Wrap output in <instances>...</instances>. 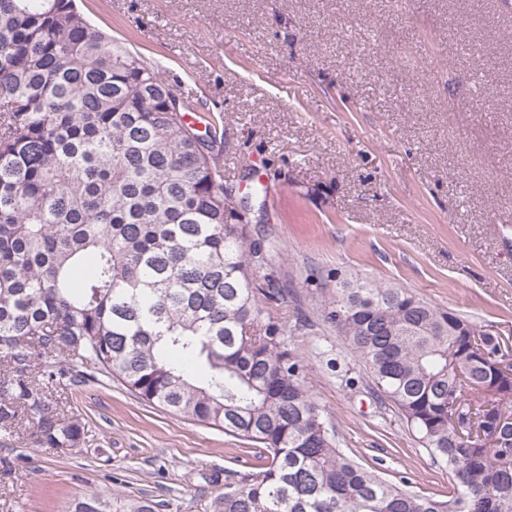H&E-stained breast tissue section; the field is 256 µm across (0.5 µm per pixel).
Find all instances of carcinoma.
<instances>
[{"label":"carcinoma","mask_w":512,"mask_h":512,"mask_svg":"<svg viewBox=\"0 0 512 512\" xmlns=\"http://www.w3.org/2000/svg\"><path fill=\"white\" fill-rule=\"evenodd\" d=\"M192 105L75 0H0V444L83 447L54 391L101 375L263 450L213 512H512V340L336 275L324 321L455 483L420 495L346 454L274 311L273 244L224 221L219 120L199 134ZM163 506L96 491L71 512Z\"/></svg>","instance_id":"cac0c4a2"}]
</instances>
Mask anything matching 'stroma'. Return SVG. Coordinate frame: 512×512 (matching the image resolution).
<instances>
[{
	"label": "stroma",
	"mask_w": 512,
	"mask_h": 512,
	"mask_svg": "<svg viewBox=\"0 0 512 512\" xmlns=\"http://www.w3.org/2000/svg\"><path fill=\"white\" fill-rule=\"evenodd\" d=\"M192 98L223 115L224 219L275 231L303 312L293 348L339 446L442 498L398 411L375 398L319 312L310 274H358L512 336V10L501 0H79ZM84 447L14 445L0 512H67L90 491L212 512L214 478L255 471L250 442L147 406L120 384L59 387Z\"/></svg>",
	"instance_id": "stroma-1"
}]
</instances>
